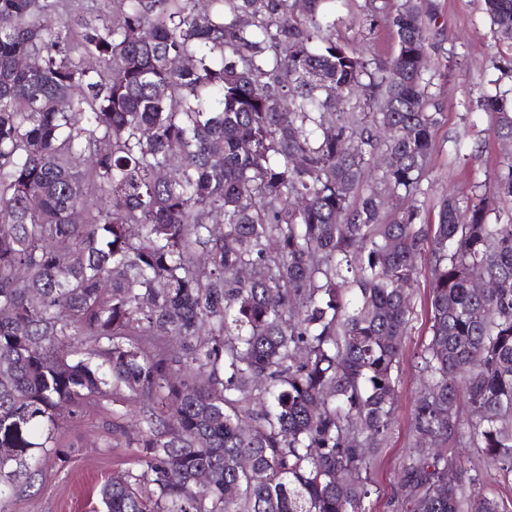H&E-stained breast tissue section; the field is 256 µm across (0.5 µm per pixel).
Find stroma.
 Instances as JSON below:
<instances>
[{"label": "stroma", "instance_id": "35a3bbf8", "mask_svg": "<svg viewBox=\"0 0 512 512\" xmlns=\"http://www.w3.org/2000/svg\"><path fill=\"white\" fill-rule=\"evenodd\" d=\"M434 17L426 24L429 58L424 79L440 122L434 150L423 174L425 193L418 202L423 221L437 220L438 203L453 195L466 203L476 194L497 196L489 222L512 217V197L500 195L497 174L512 160V140L498 137L482 103L485 96L512 97V36L499 31L485 11L484 0H431ZM336 37L357 55L385 60L397 51L395 30L384 21L371 22L367 0H338ZM426 255L413 290L414 320L400 356L398 402L391 433L370 469L373 493L369 512H400L398 474L415 443L413 407L420 390L417 355L429 339ZM153 395L128 400L115 397L106 406L91 405L65 417L57 447L40 453V471L32 487L7 495L6 512H98L99 489L113 474L138 467L136 449L125 444L135 420L152 407ZM462 466L479 473L482 494L512 498V480L479 449L463 451Z\"/></svg>", "mask_w": 512, "mask_h": 512}]
</instances>
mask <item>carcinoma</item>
<instances>
[{
  "label": "carcinoma",
  "instance_id": "1",
  "mask_svg": "<svg viewBox=\"0 0 512 512\" xmlns=\"http://www.w3.org/2000/svg\"><path fill=\"white\" fill-rule=\"evenodd\" d=\"M486 7L512 33V0ZM380 16L398 49L371 62L335 38L336 0H113L110 15L0 0V497L56 443L63 407L148 393L128 438L142 469L102 485L105 512H366L428 243L400 510L512 512L477 474L448 482L454 458L421 442L512 474V221L488 222L484 194L444 198L436 224L385 210L382 190L420 192L439 117L431 5ZM29 56L40 67L18 66ZM357 91L379 111H346ZM485 111L511 139L512 101ZM476 276L498 288L477 294ZM340 470L353 480L336 485Z\"/></svg>",
  "mask_w": 512,
  "mask_h": 512
}]
</instances>
